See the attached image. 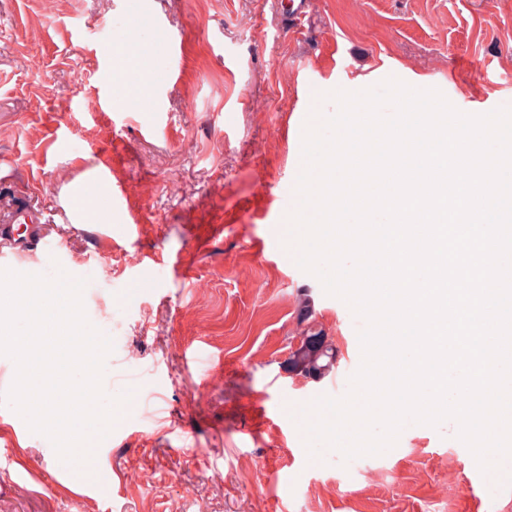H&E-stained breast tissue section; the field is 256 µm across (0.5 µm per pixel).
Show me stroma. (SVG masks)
<instances>
[{
  "label": "stroma",
  "mask_w": 512,
  "mask_h": 512,
  "mask_svg": "<svg viewBox=\"0 0 512 512\" xmlns=\"http://www.w3.org/2000/svg\"><path fill=\"white\" fill-rule=\"evenodd\" d=\"M306 2L299 33L289 0H143L139 15L129 0H0L1 188L49 220L40 239L13 225L0 268L85 279L86 317L113 342L104 392L130 397L101 440L106 489L0 404L15 431L0 512H512V465L483 476L448 419L407 423L381 455L309 459L300 408L347 392L365 322L284 244L256 249L292 207L313 89L371 71L462 112L512 107V0ZM122 37L160 71L135 106L112 75ZM98 167L111 226H67L64 187ZM152 254L179 265L148 272ZM319 329L333 371L289 374L296 337Z\"/></svg>",
  "instance_id": "1"
}]
</instances>
